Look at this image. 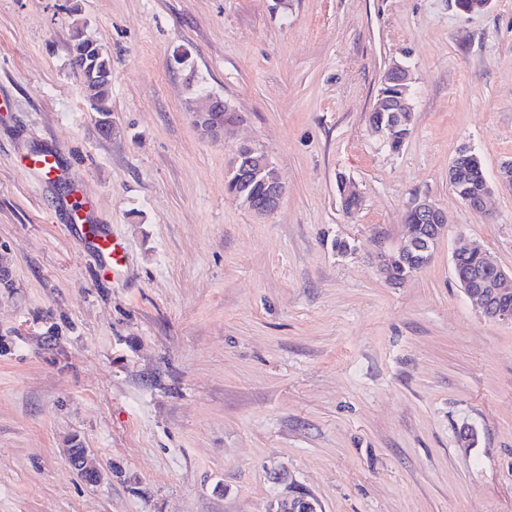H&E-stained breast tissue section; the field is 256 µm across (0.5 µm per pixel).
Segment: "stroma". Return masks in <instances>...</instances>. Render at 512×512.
Here are the masks:
<instances>
[{
  "mask_svg": "<svg viewBox=\"0 0 512 512\" xmlns=\"http://www.w3.org/2000/svg\"><path fill=\"white\" fill-rule=\"evenodd\" d=\"M77 19L112 60V133L70 68ZM395 63L415 96L393 152L368 116ZM202 93L234 134H200ZM245 144L284 184L271 215L225 189ZM465 144L488 177L512 161V0H0V512H267L288 476L325 512H512V323L452 262L475 240L512 269V190L470 210ZM42 150L60 181L22 167ZM417 197L448 224L395 284L377 256ZM84 198L119 277L70 228ZM476 152L469 146L457 151L448 169V179L455 193L471 210L486 212L487 198L490 193V181L486 170L481 168L476 174L471 158H476ZM477 175L479 190L473 188L472 183ZM66 461L77 476L89 483L101 481L103 474L85 448H68Z\"/></svg>",
  "mask_w": 512,
  "mask_h": 512,
  "instance_id": "35a3bbf8",
  "label": "stroma"
}]
</instances>
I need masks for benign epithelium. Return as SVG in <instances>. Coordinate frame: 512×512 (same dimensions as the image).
<instances>
[{
	"label": "benign epithelium",
	"mask_w": 512,
	"mask_h": 512,
	"mask_svg": "<svg viewBox=\"0 0 512 512\" xmlns=\"http://www.w3.org/2000/svg\"><path fill=\"white\" fill-rule=\"evenodd\" d=\"M382 83H396L402 91L387 117L370 122L376 132L389 140L394 132L407 127L410 123L412 117L410 101L414 95V88L410 70L398 63L386 70ZM193 116L197 128L204 136L211 139L226 137L242 122L241 116L228 102L212 96L205 98V104L194 112ZM474 157L476 152L471 147L459 149L449 166L448 179L465 205L475 212H484L487 210L490 181L486 170L473 168L471 159ZM273 167L274 164L264 150L253 145H244L234 157L229 172L234 174L237 180L247 183ZM283 193L284 187L280 176L276 174L268 177L266 193L263 196L255 197L241 191L237 194V199L254 214L269 216L278 208ZM407 215L417 223L429 225L433 244L441 238L448 224L446 212L426 197L415 198ZM472 252L481 254L482 270L488 273L489 277L485 278L480 274L462 275L459 267H454L463 292L485 317L495 321L512 322V270L507 271L493 262L477 242L456 251L453 260L456 261L459 256ZM66 461L76 475L85 481L89 483L101 481L103 474L87 449H67ZM276 512H323V507L312 492L297 484L294 486L291 499L288 500V507H281Z\"/></svg>",
	"instance_id": "benign-epithelium-1"
}]
</instances>
